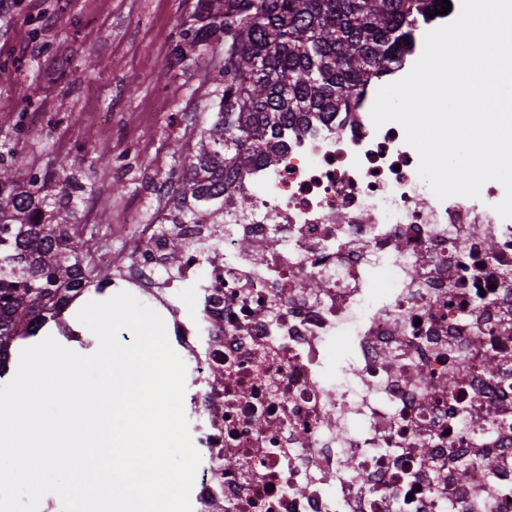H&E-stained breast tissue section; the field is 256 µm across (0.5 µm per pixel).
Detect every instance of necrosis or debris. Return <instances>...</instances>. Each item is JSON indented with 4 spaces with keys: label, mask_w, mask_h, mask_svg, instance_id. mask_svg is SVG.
<instances>
[{
    "label": "necrosis or debris",
    "mask_w": 512,
    "mask_h": 512,
    "mask_svg": "<svg viewBox=\"0 0 512 512\" xmlns=\"http://www.w3.org/2000/svg\"><path fill=\"white\" fill-rule=\"evenodd\" d=\"M459 11L352 111L243 167L205 223L155 209L111 278L75 289L139 292L188 361L195 512H512V377L482 373L492 336L512 365L504 188L438 199L403 129L370 117Z\"/></svg>",
    "instance_id": "1"
}]
</instances>
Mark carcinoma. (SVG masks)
<instances>
[{"mask_svg": "<svg viewBox=\"0 0 512 512\" xmlns=\"http://www.w3.org/2000/svg\"><path fill=\"white\" fill-rule=\"evenodd\" d=\"M439 0H195L175 63L191 62L209 81L211 60L224 51V81L210 108L215 119L184 148L185 177L173 222L198 224L197 202L218 203L235 190L249 162L274 160L284 131L322 112L362 99L369 78L411 49L415 19ZM0 163V371L17 339L56 320L72 283L94 269L83 238L72 176L40 183L17 148Z\"/></svg>", "mask_w": 512, "mask_h": 512, "instance_id": "carcinoma-1", "label": "carcinoma"}]
</instances>
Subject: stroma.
I'll list each match as a JSON object with an SVG mask.
<instances>
[{
    "mask_svg": "<svg viewBox=\"0 0 512 512\" xmlns=\"http://www.w3.org/2000/svg\"><path fill=\"white\" fill-rule=\"evenodd\" d=\"M193 3L18 0L1 10L0 64L10 78L0 80V140L19 141L40 177L60 174L62 159L85 148L95 199L152 212L183 170L172 140L195 138L212 115L192 66L172 57ZM131 140L144 146L142 160L113 167Z\"/></svg>",
    "mask_w": 512,
    "mask_h": 512,
    "instance_id": "stroma-1",
    "label": "stroma"
}]
</instances>
